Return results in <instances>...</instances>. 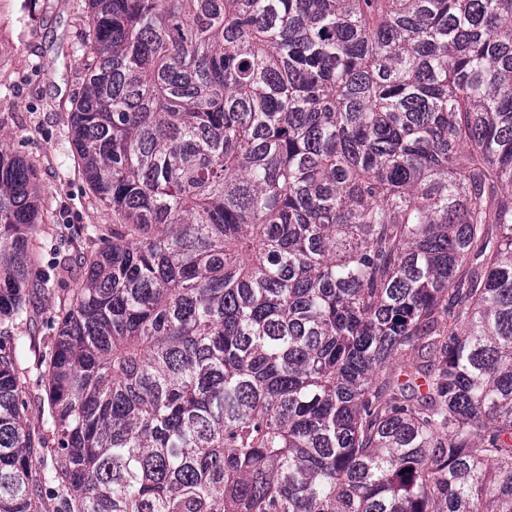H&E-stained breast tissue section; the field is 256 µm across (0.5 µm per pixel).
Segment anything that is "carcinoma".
<instances>
[{"instance_id": "carcinoma-1", "label": "carcinoma", "mask_w": 512, "mask_h": 512, "mask_svg": "<svg viewBox=\"0 0 512 512\" xmlns=\"http://www.w3.org/2000/svg\"><path fill=\"white\" fill-rule=\"evenodd\" d=\"M87 2L112 223L45 435L0 336V512H512V0ZM37 179L0 148V325Z\"/></svg>"}]
</instances>
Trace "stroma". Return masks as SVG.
Listing matches in <instances>:
<instances>
[{"label": "stroma", "instance_id": "obj_1", "mask_svg": "<svg viewBox=\"0 0 512 512\" xmlns=\"http://www.w3.org/2000/svg\"><path fill=\"white\" fill-rule=\"evenodd\" d=\"M85 11V0H0V145L38 171L45 221L37 236L42 245L33 269L37 277L51 268L55 243L67 242L76 255L94 249L85 227L110 221L94 202L66 139L72 102L84 87L83 65L72 44ZM83 280L77 267L61 275L53 290H31V326L10 330L24 357L33 358L34 347L47 344L46 324L60 297Z\"/></svg>", "mask_w": 512, "mask_h": 512}]
</instances>
